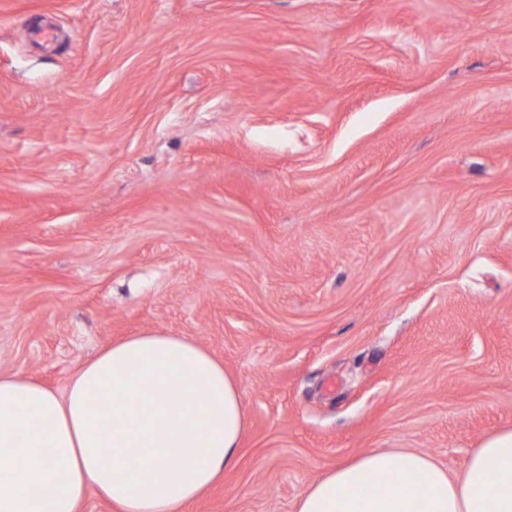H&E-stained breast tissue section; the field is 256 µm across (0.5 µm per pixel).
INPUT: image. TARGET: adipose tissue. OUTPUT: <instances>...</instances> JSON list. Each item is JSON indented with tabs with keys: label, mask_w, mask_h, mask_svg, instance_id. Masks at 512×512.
<instances>
[{
	"label": "adipose tissue",
	"mask_w": 512,
	"mask_h": 512,
	"mask_svg": "<svg viewBox=\"0 0 512 512\" xmlns=\"http://www.w3.org/2000/svg\"><path fill=\"white\" fill-rule=\"evenodd\" d=\"M245 430L237 380L185 336L112 343L60 395L0 374V512H79L91 492L114 512H182L236 465ZM296 512H512V431L457 476L418 451L366 452Z\"/></svg>",
	"instance_id": "adipose-tissue-1"
}]
</instances>
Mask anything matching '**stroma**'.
I'll list each match as a JSON object with an SVG mask.
<instances>
[{"mask_svg": "<svg viewBox=\"0 0 512 512\" xmlns=\"http://www.w3.org/2000/svg\"><path fill=\"white\" fill-rule=\"evenodd\" d=\"M144 332L242 391L185 512L511 431L512 0H0V373Z\"/></svg>", "mask_w": 512, "mask_h": 512, "instance_id": "35a3bbf8", "label": "stroma"}]
</instances>
